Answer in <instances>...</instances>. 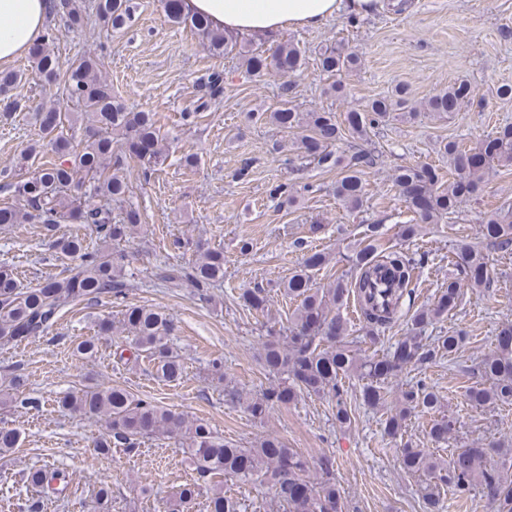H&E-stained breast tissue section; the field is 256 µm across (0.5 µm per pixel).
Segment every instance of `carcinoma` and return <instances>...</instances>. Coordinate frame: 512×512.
Here are the masks:
<instances>
[{"label":"carcinoma","mask_w":512,"mask_h":512,"mask_svg":"<svg viewBox=\"0 0 512 512\" xmlns=\"http://www.w3.org/2000/svg\"><path fill=\"white\" fill-rule=\"evenodd\" d=\"M178 2L162 0L168 22L190 27L215 58L233 51V43L224 31L213 27L205 15L184 12ZM52 8L69 29L83 28L80 0H53ZM135 8V0H96V18L119 32L131 21ZM56 38V29L49 28L33 47L31 73L42 83L57 87L72 111L64 112L54 102L36 107L39 139L26 148L24 158L47 149L54 160L11 184L21 206L0 204V227L40 224L56 253L79 264L68 278H47L34 286L23 285L13 269L0 266V341L6 343L17 344L42 335L67 303L93 301L102 294H125L132 274L120 245L140 233L142 215L130 204L115 217L112 203L125 202L130 193V162L139 163L147 182L154 168L168 158L156 114L130 111L115 100L102 77L99 57L83 53L61 61L52 48ZM243 65L249 77L260 78L275 71L288 78L301 69L303 58L298 45L286 41L265 50L246 51ZM320 66L324 72L339 76L327 92L342 98L347 95V85L340 76L356 71L359 57L340 43L325 48ZM17 80L15 73H0V112L5 116L25 108L11 94ZM205 88L193 111L183 113L184 121L194 122L198 114L222 97L223 72L209 73ZM471 94L470 84L459 81L416 106L409 99L408 88L398 85L390 96L373 99L364 110L348 111L342 123L332 112H304L288 100L267 119L278 127L301 132L302 158L310 165L337 172L336 199L353 213L363 207L365 169L376 163L375 151L366 147L371 133L397 117L411 120L422 112L440 117L457 112L470 101ZM67 126L82 129L79 143L64 133ZM439 152L448 158V172L453 176L443 191L435 188L437 176L429 168L400 166L394 171L393 183L416 215L415 223L401 225L400 235L407 241L421 235L426 225L440 224L456 213L462 198L478 192L493 165H512V127L478 147L467 148L448 140ZM67 223L82 225L85 233L60 232V225ZM493 250H512V206H503L484 217L475 239H461L455 244L458 277L448 279L432 305L412 315L410 331L382 355H362L351 348L345 341L348 322L341 308L349 297L356 298L361 330L371 342H377L394 321L404 298L411 297L416 264L402 253L382 247L373 229L365 244L350 256L351 272L316 288L310 271L326 265L330 257L323 251L309 253L283 283L284 294L296 302L289 325L280 335L269 330L261 355L265 370L282 377L281 382L251 398L227 382L225 395L245 404L250 415L260 420L274 408L294 403L304 395L329 396L336 400V420L346 425L351 418L340 383L356 375L363 380L364 403L371 408L384 406L386 383L411 365L432 361L440 350L451 355L459 349V333L441 337L434 348L423 342L422 332L457 307L461 282L472 288L490 287ZM181 274L200 297H207L210 286L224 279V252L203 244L195 246L191 264ZM240 301L271 319L265 289L248 288L240 294ZM172 330V321L164 311L139 305L127 306L116 322H98L99 332L122 334L128 340V348L116 346L115 358L124 360L126 351L136 359L144 356L153 364L156 378L167 383H177L186 376L183 358L171 344ZM478 373L480 380L467 390L469 401L479 406L512 405V323L499 331L495 350L481 362ZM22 385L19 375L1 379L0 402L14 401ZM58 404L106 421L109 434L96 442L102 454L111 453L114 447L131 451L145 437L182 436L185 453L197 475L211 485L206 512H239L237 500L224 491V481L233 478L268 485L285 512H348L333 479H313L309 461L276 435H265L250 448H238L215 436L205 420L136 398L117 385L68 393L59 398ZM439 407V397L430 388L420 384L405 390L399 403L386 411L384 432L392 438L402 435L409 416L422 408L433 415L429 436L438 444H446L457 431V419L437 415ZM19 441L17 429L1 427L0 455L19 447ZM397 453L405 472L422 473L433 480L423 488L424 512H444L445 505L436 490L448 485L459 492L477 487L492 512H512V448L498 441L455 448L443 462L429 450L407 443ZM25 481L45 497L65 498L71 494L70 474L61 467L32 468L25 474Z\"/></svg>","instance_id":"obj_1"}]
</instances>
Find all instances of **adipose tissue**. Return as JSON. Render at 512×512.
<instances>
[{
  "mask_svg": "<svg viewBox=\"0 0 512 512\" xmlns=\"http://www.w3.org/2000/svg\"><path fill=\"white\" fill-rule=\"evenodd\" d=\"M379 0H183L184 11L208 16L227 32L270 34L318 27L341 13L372 14ZM50 21L49 0H0V65L30 51Z\"/></svg>",
  "mask_w": 512,
  "mask_h": 512,
  "instance_id": "adipose-tissue-1",
  "label": "adipose tissue"
}]
</instances>
